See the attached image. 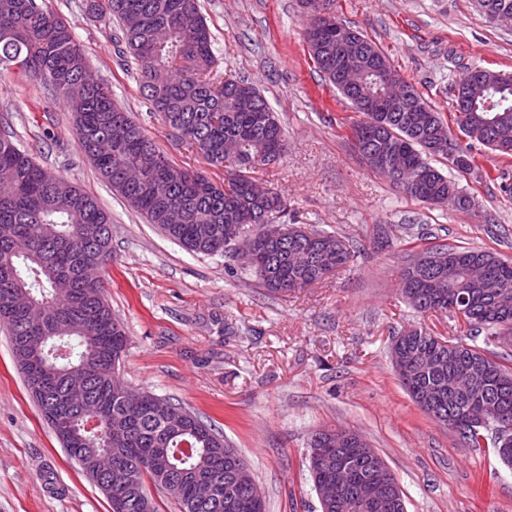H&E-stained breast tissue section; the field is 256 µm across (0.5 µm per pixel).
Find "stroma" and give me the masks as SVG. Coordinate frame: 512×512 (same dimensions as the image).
I'll list each match as a JSON object with an SVG mask.
<instances>
[{"label":"stroma","mask_w":512,"mask_h":512,"mask_svg":"<svg viewBox=\"0 0 512 512\" xmlns=\"http://www.w3.org/2000/svg\"><path fill=\"white\" fill-rule=\"evenodd\" d=\"M86 61L172 163L224 179L162 120L119 52V29L91 18L85 0H44ZM220 76L256 85L286 128L284 158L259 177L288 203V219L340 233L355 258L316 284L263 288L234 253L186 251L134 211L79 150L62 99L0 72V127L44 167L93 195L112 219L106 298L128 343V386L195 412L242 455L266 512H321L308 471L311 434L358 431L401 487L406 512H512V468L422 411L400 385L389 350L410 329L462 338L453 314L415 312L400 292L408 260L437 243L512 260V156L473 143L459 183L467 210L406 196L361 159L359 115L320 76L304 41L300 0H199ZM446 119L455 83L481 66L512 73V29L490 24L474 0H333ZM0 512H110L32 401L0 324Z\"/></svg>","instance_id":"obj_1"}]
</instances>
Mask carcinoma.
<instances>
[{
	"label": "carcinoma",
	"mask_w": 512,
	"mask_h": 512,
	"mask_svg": "<svg viewBox=\"0 0 512 512\" xmlns=\"http://www.w3.org/2000/svg\"><path fill=\"white\" fill-rule=\"evenodd\" d=\"M87 10L110 16L119 24L122 54L143 63L141 89L181 139L194 145L215 166L224 165V139L241 146L235 170L217 184L171 163L121 106L97 82L68 27L38 0H0V71H14L39 81L59 96L75 117L80 150L100 176L148 223L157 225L188 251L222 255L236 242L253 243L256 262L250 268L259 284L274 292H288L320 281L349 264L355 251L343 237L318 229L303 230L282 224L286 208L282 196L257 198L251 192L252 173L279 160L286 152V135L275 112L260 91L242 79L209 81L218 66L212 34L199 12L197 0H86ZM316 68L353 108L358 98L379 93L376 76L362 89L347 92L341 76L320 61ZM487 109L456 113V124H479L491 110L512 125V76L500 72L491 78ZM407 89L421 108L432 111L442 133L451 134L443 113L425 103L411 84ZM436 130L419 124L410 101L402 99L391 112H365L352 127L359 153L382 151L399 142L404 152L398 162L416 172L429 169L432 177L419 191H405L426 204L446 206L448 198L464 205L459 184L429 162L448 152L431 147ZM282 224L288 236L272 242L260 234L261 224ZM111 218L96 198L80 186L37 163L14 139L0 132V322L7 325L15 361L44 418L56 431L67 455L79 463L82 475L99 485L92 452L112 453V464L133 476L132 483L112 488L108 501L125 499L124 512H159L147 484L167 494L179 512H228V498L250 507L254 478L236 449L224 436L187 412L188 426L169 423L179 406L159 409L154 394L127 402L130 387L121 380L116 362L127 347L123 325L112 315L105 298L104 276L88 279L84 267L95 263L105 271L112 261ZM446 253L460 264L479 261L485 280L464 283L468 295L467 323L471 344L467 352L484 366L477 396L497 403L500 420L512 424V368L474 344L479 336L492 343L512 335V303L496 309L486 293L499 284L512 285V261L482 249L451 247L444 243L426 250ZM424 253V254H426ZM420 253L401 277L402 293L421 313H448L458 301L453 288L435 291L431 277L419 270ZM408 371L399 380L416 404L441 376L454 373V359L424 334L402 341ZM427 414L452 429L472 448H479L483 430L463 420L466 403L442 393ZM99 410V427H84L86 409ZM350 478L345 496L372 479L384 459L358 453L356 446L340 449ZM218 482L223 497L198 499L197 485ZM396 501L393 512H406L403 492L393 479L380 488Z\"/></svg>",
	"instance_id": "carcinoma-1"
}]
</instances>
